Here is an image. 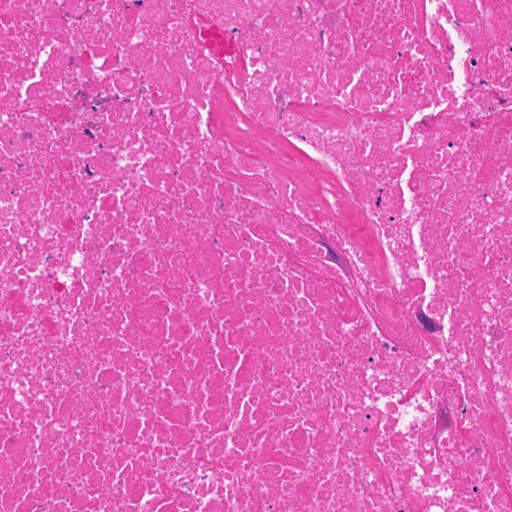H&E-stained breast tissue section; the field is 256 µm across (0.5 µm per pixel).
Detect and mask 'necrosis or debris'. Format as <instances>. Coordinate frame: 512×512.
Instances as JSON below:
<instances>
[{"label": "necrosis or debris", "instance_id": "obj_1", "mask_svg": "<svg viewBox=\"0 0 512 512\" xmlns=\"http://www.w3.org/2000/svg\"><path fill=\"white\" fill-rule=\"evenodd\" d=\"M0 512H512V0H0Z\"/></svg>", "mask_w": 512, "mask_h": 512}]
</instances>
